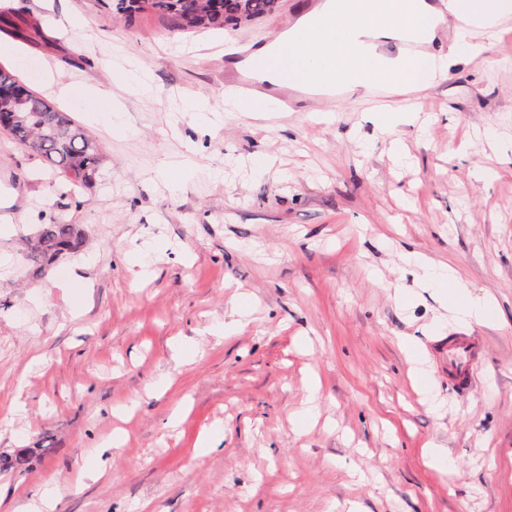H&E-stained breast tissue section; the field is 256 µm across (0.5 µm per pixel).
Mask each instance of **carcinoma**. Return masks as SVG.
<instances>
[{
    "label": "carcinoma",
    "mask_w": 512,
    "mask_h": 512,
    "mask_svg": "<svg viewBox=\"0 0 512 512\" xmlns=\"http://www.w3.org/2000/svg\"><path fill=\"white\" fill-rule=\"evenodd\" d=\"M112 7L128 17L152 9L173 27L193 31L258 18L274 9L275 0H113ZM0 21V28L15 33L23 27L39 30L37 21L15 12L1 14ZM0 129L22 147L33 145L29 154L61 175L65 188L88 182L101 163L96 142L68 113L1 70ZM85 244L84 234L75 224H43L28 246V258L40 270L63 255L80 251Z\"/></svg>",
    "instance_id": "cac0c4a2"
}]
</instances>
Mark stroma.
Listing matches in <instances>:
<instances>
[{"label": "stroma", "instance_id": "35a3bbf8", "mask_svg": "<svg viewBox=\"0 0 512 512\" xmlns=\"http://www.w3.org/2000/svg\"><path fill=\"white\" fill-rule=\"evenodd\" d=\"M314 2L184 32L102 0H21L42 30L0 69L53 104L49 65L111 88L119 131L63 105L102 156L71 197L0 131V512L47 490L54 512H512V143L479 136L512 127V35L427 91L430 125L397 127L399 158L363 98L325 100L328 124L185 111L225 112V44L267 43ZM133 61L150 94L121 90ZM261 152L275 169L251 171ZM185 154L197 170L169 194L154 171ZM484 166L495 180L474 179ZM50 221L86 244L38 272L23 242ZM407 250L491 296L492 318L453 322ZM458 335L483 344L464 392L440 348ZM312 383L321 412L300 429ZM429 441L450 465H427Z\"/></svg>", "mask_w": 512, "mask_h": 512}]
</instances>
